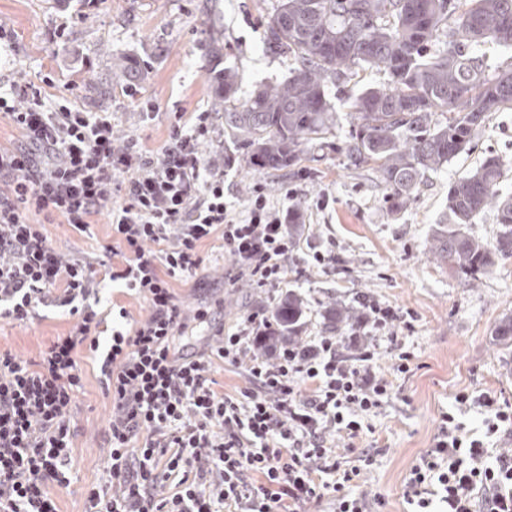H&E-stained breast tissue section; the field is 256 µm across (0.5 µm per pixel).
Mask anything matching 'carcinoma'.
Instances as JSON below:
<instances>
[{
	"label": "carcinoma",
	"instance_id": "obj_1",
	"mask_svg": "<svg viewBox=\"0 0 512 512\" xmlns=\"http://www.w3.org/2000/svg\"><path fill=\"white\" fill-rule=\"evenodd\" d=\"M266 44L291 62L277 85L236 96L229 73L217 78L224 131L249 149V164L281 169L308 145L330 147L336 116L328 84L356 69L384 68L390 82L352 99L351 129L341 150L355 166L373 165L394 208L430 171L467 149L492 112L512 111V63L489 78L483 47L512 51V0H277L265 17ZM506 169L486 158L448 189V223L432 231L434 258L477 280L512 258V195L500 194ZM496 212L494 242L470 227ZM305 311L290 294L273 312L276 331L299 335Z\"/></svg>",
	"mask_w": 512,
	"mask_h": 512
}]
</instances>
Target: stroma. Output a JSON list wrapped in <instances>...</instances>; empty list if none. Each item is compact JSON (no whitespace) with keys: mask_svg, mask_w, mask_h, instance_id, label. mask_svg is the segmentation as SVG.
Masks as SVG:
<instances>
[{"mask_svg":"<svg viewBox=\"0 0 512 512\" xmlns=\"http://www.w3.org/2000/svg\"><path fill=\"white\" fill-rule=\"evenodd\" d=\"M275 0H0V22L11 40L0 46V78L24 73L50 76L51 95L73 94L87 110L112 114L119 138L139 136L147 149L163 147L177 111H215L212 78L223 71L237 76L239 96L256 84L274 85L288 75V62L265 45L263 21ZM137 61L136 95H126L118 62ZM150 105L143 116L141 105ZM203 155L225 153L224 186L244 207L255 183L271 198L282 186L296 188V206L306 208L303 244L321 247L335 239L340 265L298 273L288 268V290L305 307L304 335L326 333L327 307L353 306L357 295L372 294L416 316L405 339L414 353L410 374L394 369V357L380 350L378 371L393 382V396L372 418L365 445L376 446L373 465L351 494L380 499V512H407L402 486L417 458L430 448L440 416L462 390L490 392L512 402V345L494 334L500 320L512 316V259L501 260L475 283L438 263L428 251L429 228L443 219L448 187L485 158L495 156L509 170L505 188L512 192V112H496L472 144L440 171L428 174L419 190L392 209L385 187L368 166L349 165L344 153L327 149L298 165L263 170L246 164V150L223 127L199 146ZM110 217L101 213L86 232L66 224L46 225L61 252L96 261L108 244ZM185 304L223 298L220 315L235 323L257 303L277 306L282 292L259 294L248 288L205 292L192 278L174 282ZM73 321L60 310H44L25 326L0 324V350L32 358ZM84 390L74 419L76 479L58 492L61 512H84L85 491L100 479L107 461L105 431L110 405L94 356L81 351Z\"/></svg>","mask_w":512,"mask_h":512,"instance_id":"35a3bbf8","label":"stroma"}]
</instances>
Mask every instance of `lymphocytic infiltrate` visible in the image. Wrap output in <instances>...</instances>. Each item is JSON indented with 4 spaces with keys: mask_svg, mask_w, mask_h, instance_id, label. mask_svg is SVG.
Segmentation results:
<instances>
[{
    "mask_svg": "<svg viewBox=\"0 0 512 512\" xmlns=\"http://www.w3.org/2000/svg\"><path fill=\"white\" fill-rule=\"evenodd\" d=\"M2 117L21 136L0 147V320L22 325L54 307L74 324L36 357L0 351V512H59L54 492L73 478L84 348L107 363L110 403L109 466L87 490L85 512H310L327 494L335 512H368L349 489L373 464L360 442L393 390L376 355L387 347L400 373L414 358L401 341L413 328L407 314L362 294L348 334L303 345L274 338L271 312L257 304L185 354L182 338L211 310L186 305L172 284L207 280L203 243L220 240L230 257L225 287L283 288L304 213L259 183L243 210L226 202L223 157L199 150L209 112L175 113L157 153L133 135L116 140L111 113L66 94L47 101L23 77L0 90ZM104 210L112 243L99 265L62 253L44 232L56 222L85 231ZM102 268L147 308L139 319L119 310L105 342L91 303ZM219 363L240 369L245 387L217 391ZM454 401L405 480L406 503L412 512L435 502L447 512H512V404L465 390ZM474 406L481 438L458 418ZM490 437L510 445L489 451ZM348 452L355 465L345 464Z\"/></svg>",
    "mask_w": 512,
    "mask_h": 512,
    "instance_id": "f902f5d3",
    "label": "lymphocytic infiltrate"
}]
</instances>
